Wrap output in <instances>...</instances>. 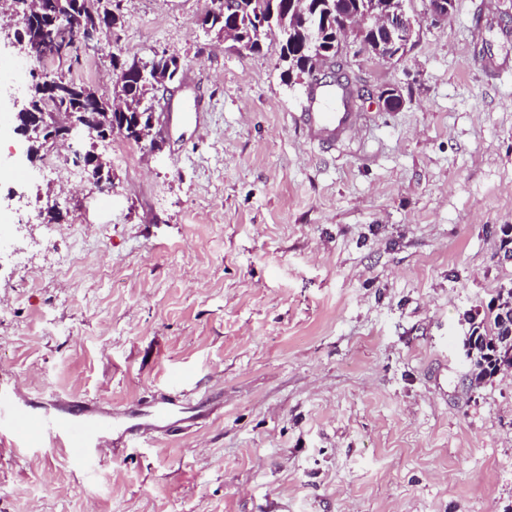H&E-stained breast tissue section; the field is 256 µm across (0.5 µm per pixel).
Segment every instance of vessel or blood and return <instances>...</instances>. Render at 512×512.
<instances>
[{
  "label": "vessel or blood",
  "instance_id": "obj_1",
  "mask_svg": "<svg viewBox=\"0 0 512 512\" xmlns=\"http://www.w3.org/2000/svg\"><path fill=\"white\" fill-rule=\"evenodd\" d=\"M338 92L327 88L319 107L301 115V126L311 141L325 143L351 132L359 113L340 109ZM203 404L186 405L178 389L160 395L145 409L118 416L93 399L55 404L53 408L21 407L18 395L0 385V436H13L19 447L60 449L71 454L85 479H92L99 464L98 450L105 444L125 448L145 443L157 432L189 427L203 413Z\"/></svg>",
  "mask_w": 512,
  "mask_h": 512
}]
</instances>
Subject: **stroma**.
Returning a JSON list of instances; mask_svg holds the SVG:
<instances>
[{"mask_svg": "<svg viewBox=\"0 0 512 512\" xmlns=\"http://www.w3.org/2000/svg\"><path fill=\"white\" fill-rule=\"evenodd\" d=\"M121 24L33 68L112 93L113 56L178 57L185 105L154 142H96L112 191L73 162L0 183L34 206L0 240V383L113 412L178 385L212 415L140 448L68 456L0 437V512H512V372L470 384L469 318L512 287V0H456L396 62L353 58L362 104L330 148L299 124L309 77L279 36L251 52L201 25L213 0H112ZM61 214L49 222V212ZM375 94L379 103L387 111H396L404 107L405 97L402 90L395 85H383L371 92Z\"/></svg>", "mask_w": 512, "mask_h": 512, "instance_id": "35a3bbf8", "label": "stroma"}]
</instances>
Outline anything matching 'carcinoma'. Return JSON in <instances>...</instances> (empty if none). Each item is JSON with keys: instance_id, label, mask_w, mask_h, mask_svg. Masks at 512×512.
<instances>
[{"instance_id": "carcinoma-1", "label": "carcinoma", "mask_w": 512, "mask_h": 512, "mask_svg": "<svg viewBox=\"0 0 512 512\" xmlns=\"http://www.w3.org/2000/svg\"><path fill=\"white\" fill-rule=\"evenodd\" d=\"M318 7L317 13L302 17L290 13L291 0H220L219 6L207 12L211 18L210 28L220 31L226 26L236 31V39L244 48L258 52L266 39L267 32L260 31L256 22L259 17L273 19L274 28L283 37L294 41V48L300 50L309 40L324 30V18L336 14V0H311ZM102 0H41L44 16L58 10L71 8L76 13L102 19L110 28H116L119 17L111 9L101 6ZM41 48L36 57L49 55L58 59H73L82 46L79 26L63 31L49 30L41 34ZM175 63L161 55H153L146 61L120 60L112 56V68L126 69L129 77L113 82L112 96L106 97L90 85L69 82L72 93L68 104L82 109L85 125L102 129L119 119L118 112L111 110L116 104L123 106L130 116L128 123L146 118L151 108L156 87L171 80L169 64ZM469 363L470 376L476 383L490 380L504 369L512 367V357L506 355L509 339L505 336L512 325V288L503 289L488 306V312L480 322L470 320Z\"/></svg>"}]
</instances>
